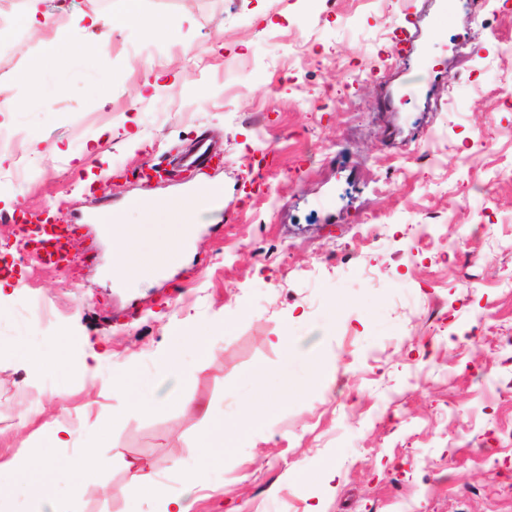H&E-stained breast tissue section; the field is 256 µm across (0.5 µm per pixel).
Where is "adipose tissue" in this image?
<instances>
[{"instance_id":"adipose-tissue-1","label":"adipose tissue","mask_w":512,"mask_h":512,"mask_svg":"<svg viewBox=\"0 0 512 512\" xmlns=\"http://www.w3.org/2000/svg\"><path fill=\"white\" fill-rule=\"evenodd\" d=\"M135 206L148 219L161 217L165 220V232L158 240L157 252L182 248L193 232V225L187 220L186 206L182 199L160 202L139 200ZM144 232L145 227L141 224L120 223L112 229V240L119 245L116 262L123 267L125 278L144 279L154 272L142 251ZM93 464V454L86 450L77 456L64 459L39 457L23 466L12 459L8 461L7 467L25 475L23 487L30 504V512H70V502L81 500L91 490L90 485L78 482L76 476ZM62 485L71 489L70 502H63L56 497L57 489ZM197 486L196 472H179L174 483L162 484L148 468L141 467L137 470L133 489L151 493L160 501L162 512H194Z\"/></svg>"}]
</instances>
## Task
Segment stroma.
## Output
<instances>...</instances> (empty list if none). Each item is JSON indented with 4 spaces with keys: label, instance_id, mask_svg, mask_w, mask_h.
I'll return each mask as SVG.
<instances>
[{
    "label": "stroma",
    "instance_id": "obj_1",
    "mask_svg": "<svg viewBox=\"0 0 512 512\" xmlns=\"http://www.w3.org/2000/svg\"><path fill=\"white\" fill-rule=\"evenodd\" d=\"M470 2L443 17L430 0H142L103 54L80 25L30 36L28 0H0V99L17 104L0 127L18 135L0 163V257L16 262L0 297V457L56 454L61 421L95 451L84 482L112 487L78 512H156L131 496L135 467L170 482L197 466L188 396L247 427L207 467L223 494L195 512H512V0ZM419 29L431 84L389 101L417 72L390 50ZM205 130L222 166L144 182V164ZM131 133L151 149L131 151ZM198 182L231 206L204 214L184 263L112 275L93 214L140 224L133 200ZM42 209L75 228L71 265L18 259L16 221ZM187 326L217 353L185 348L194 373L174 388L162 365ZM19 336L48 363L29 367ZM121 377L166 397L132 410ZM262 390L278 407L245 420ZM35 404L40 421L18 430Z\"/></svg>",
    "mask_w": 512,
    "mask_h": 512
}]
</instances>
